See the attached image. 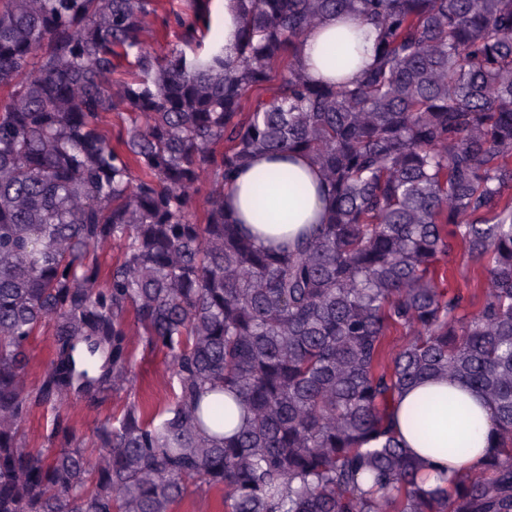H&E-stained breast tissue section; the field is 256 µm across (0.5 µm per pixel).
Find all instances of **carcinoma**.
I'll use <instances>...</instances> for the list:
<instances>
[{
    "instance_id": "carcinoma-1",
    "label": "carcinoma",
    "mask_w": 512,
    "mask_h": 512,
    "mask_svg": "<svg viewBox=\"0 0 512 512\" xmlns=\"http://www.w3.org/2000/svg\"><path fill=\"white\" fill-rule=\"evenodd\" d=\"M233 3L231 47L190 0L159 55L154 0H0V512H172L192 488L222 512H512V0ZM332 14L376 32L350 85L301 61ZM286 151L329 205L266 248L225 192ZM458 247L486 272L474 294L445 287ZM134 329L178 391L80 446L70 411L136 389ZM430 377L479 390L497 433L436 489L390 428ZM37 410L46 448L22 431ZM50 337L47 331L42 332L39 336H36L31 344L29 372L32 380L39 378L47 367V347L50 342Z\"/></svg>"
}]
</instances>
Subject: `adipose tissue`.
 I'll use <instances>...</instances> for the list:
<instances>
[{
	"label": "adipose tissue",
	"mask_w": 512,
	"mask_h": 512,
	"mask_svg": "<svg viewBox=\"0 0 512 512\" xmlns=\"http://www.w3.org/2000/svg\"><path fill=\"white\" fill-rule=\"evenodd\" d=\"M374 38V31L361 22L347 25L339 18H327L304 38L301 55L307 75L316 82L334 78L339 73L326 65V57L348 53L357 63L339 75L354 81L361 68L372 61ZM273 171L291 174L301 187L300 193L262 189L259 176ZM322 186L320 171L306 155L259 153L238 175L225 203L259 244L280 246L321 222L327 205ZM430 395L446 399L447 407L432 416L429 436L424 439L411 428L408 415L416 403ZM391 427L403 447L423 463V477L432 488L440 484V470L462 475L482 468L496 443L492 408L485 397L445 377L403 390L392 407Z\"/></svg>",
	"instance_id": "obj_1"
}]
</instances>
